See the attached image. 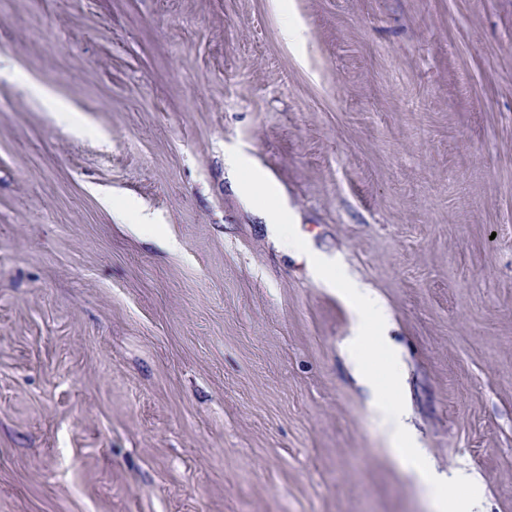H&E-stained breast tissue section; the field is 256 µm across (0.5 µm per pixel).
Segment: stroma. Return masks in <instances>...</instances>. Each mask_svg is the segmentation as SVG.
I'll list each match as a JSON object with an SVG mask.
<instances>
[{"label": "stroma", "mask_w": 512, "mask_h": 512, "mask_svg": "<svg viewBox=\"0 0 512 512\" xmlns=\"http://www.w3.org/2000/svg\"><path fill=\"white\" fill-rule=\"evenodd\" d=\"M234 150L512 512V0H0V512H434Z\"/></svg>", "instance_id": "stroma-1"}]
</instances>
